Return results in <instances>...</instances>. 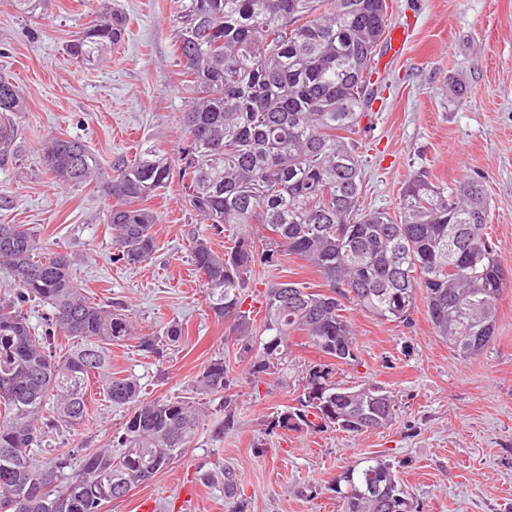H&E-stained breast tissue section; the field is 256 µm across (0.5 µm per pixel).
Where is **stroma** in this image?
Segmentation results:
<instances>
[{"label": "stroma", "mask_w": 512, "mask_h": 512, "mask_svg": "<svg viewBox=\"0 0 512 512\" xmlns=\"http://www.w3.org/2000/svg\"><path fill=\"white\" fill-rule=\"evenodd\" d=\"M124 14V42L95 66L77 63L65 46L96 15L82 0H48L38 17L0 0V75L23 97L16 121L25 151L0 160V224L35 231L39 256L69 254L72 272L97 303H123L138 326L180 322L181 340L163 358L128 341L112 348V374L137 381L146 400H188L204 412L174 464L105 512H343L335 491L346 467L372 456L390 461L416 512H512V290L497 304L496 335L480 355L463 359L438 338L423 301L410 325L382 321L353 304L355 362L336 365L345 386L371 383L394 401L396 420L371 434L333 427H272L295 410L305 376L324 363L303 335L290 338L279 381L250 383L244 362L224 342L191 260L202 227L178 182L148 200L158 222V250L135 266L112 260L110 201L95 184L63 186L43 168L40 145L52 135L85 141L102 162L134 157L151 144L168 154L180 145L191 98L179 83L174 54L177 0H108ZM389 29L408 27L397 57L381 42L373 61V98L354 135L362 160L363 209L397 214L402 189L423 174L448 188L479 176L489 196V224L504 265L512 269V0H387ZM322 289L321 274L299 257L258 270L253 295L277 282ZM229 362L238 393L235 424L224 434L223 398L196 394L207 364ZM82 424L54 431L39 462L55 452L81 456L120 430L126 407L88 386Z\"/></svg>", "instance_id": "obj_1"}]
</instances>
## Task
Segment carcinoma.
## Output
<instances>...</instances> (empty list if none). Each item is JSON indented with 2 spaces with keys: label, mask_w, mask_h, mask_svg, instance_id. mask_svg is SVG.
<instances>
[{
  "label": "carcinoma",
  "mask_w": 512,
  "mask_h": 512,
  "mask_svg": "<svg viewBox=\"0 0 512 512\" xmlns=\"http://www.w3.org/2000/svg\"><path fill=\"white\" fill-rule=\"evenodd\" d=\"M47 0H15L34 17ZM175 53L181 82L195 97L183 113L181 147L172 158L142 145L133 159L112 160L99 183L112 199V260L134 265L158 248L156 213L143 202L167 187L178 170L181 190L207 232L197 235L192 263L205 304L224 324L225 342L247 360L259 383L279 379L290 337L300 333L336 364L355 360L356 341L343 301L383 321L409 324L417 293L424 295L435 335L463 358L493 341L496 305L512 288L489 240L483 182L468 178L446 192L416 175L403 188L395 217L360 211L362 160L355 133L368 102L372 61L388 27L386 0H179ZM126 17L111 11L76 33L67 53L85 65L100 62L124 37ZM23 98L0 76V159L22 153L15 116ZM41 151L46 170L63 185L97 179L100 162L86 142L51 137ZM231 224H259L268 235L247 236L219 253L210 238ZM36 234L24 224H0V267L14 293L0 296V512H102L183 455L200 410L185 400L146 401L136 381L112 375L111 347L133 340L162 357L184 335L139 329L119 303L86 297L61 253L34 259ZM299 256L323 275L325 289L275 283L263 294L262 329L254 328L247 288L257 269ZM49 309L53 331L76 340L55 357L23 307ZM332 367L312 366L300 408L278 416L282 428L333 425L374 433L395 420L390 396L377 386H341ZM98 378L113 404L129 409L104 448L79 464L59 454L34 461L52 430L88 416L87 383ZM234 377L220 357L195 381L201 395H224L221 434L235 422ZM338 483L345 512H414L389 462L367 457ZM48 486L44 495L33 493Z\"/></svg>",
  "instance_id": "cac0c4a2"
}]
</instances>
